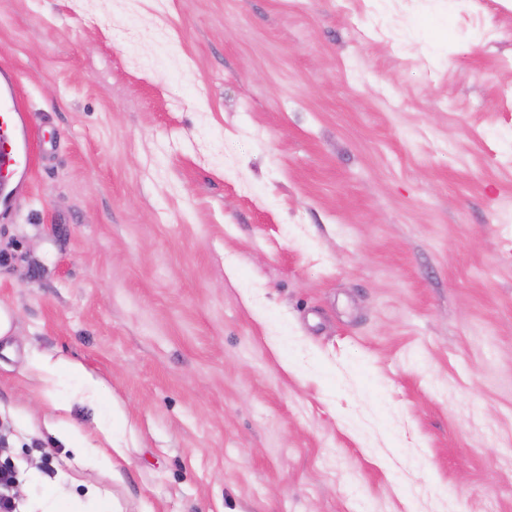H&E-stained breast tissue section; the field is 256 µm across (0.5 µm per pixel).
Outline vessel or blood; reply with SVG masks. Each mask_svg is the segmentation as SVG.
Wrapping results in <instances>:
<instances>
[{
  "label": "vessel or blood",
  "instance_id": "obj_1",
  "mask_svg": "<svg viewBox=\"0 0 512 512\" xmlns=\"http://www.w3.org/2000/svg\"><path fill=\"white\" fill-rule=\"evenodd\" d=\"M34 135L29 109L13 68L0 64V213L10 212L32 176L30 147Z\"/></svg>",
  "mask_w": 512,
  "mask_h": 512
}]
</instances>
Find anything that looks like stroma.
Wrapping results in <instances>:
<instances>
[{
    "label": "stroma",
    "mask_w": 512,
    "mask_h": 512,
    "mask_svg": "<svg viewBox=\"0 0 512 512\" xmlns=\"http://www.w3.org/2000/svg\"><path fill=\"white\" fill-rule=\"evenodd\" d=\"M1 61L17 512H512V0H0ZM26 102L18 89L13 68L0 64V213L10 212L26 191L32 176L30 147L34 135ZM32 367L48 387H54L63 377L74 381V396L83 402L100 405L110 399L109 388L81 363L38 357L32 361Z\"/></svg>",
    "instance_id": "35a3bbf8"
}]
</instances>
